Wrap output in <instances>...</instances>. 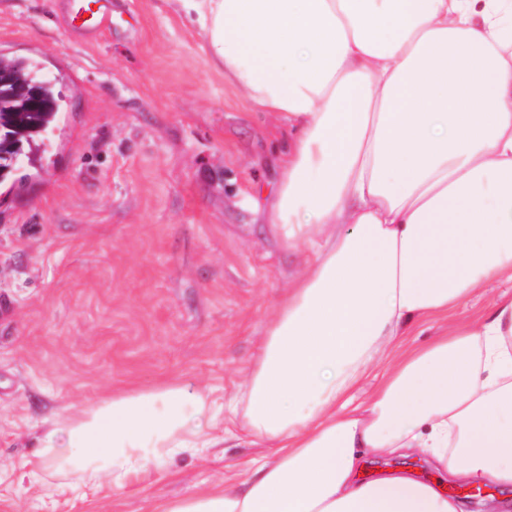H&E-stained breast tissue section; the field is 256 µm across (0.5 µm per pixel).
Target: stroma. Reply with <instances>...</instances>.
<instances>
[{
  "instance_id": "1",
  "label": "stroma",
  "mask_w": 512,
  "mask_h": 512,
  "mask_svg": "<svg viewBox=\"0 0 512 512\" xmlns=\"http://www.w3.org/2000/svg\"><path fill=\"white\" fill-rule=\"evenodd\" d=\"M90 37L67 0H0V55L39 62L63 98L40 148L0 184V512H144L220 481L261 446L179 455L135 490L54 469L29 484L47 417L112 387L233 390L304 256L267 226L288 139L200 49L168 0H107ZM489 288L408 346L487 310Z\"/></svg>"
}]
</instances>
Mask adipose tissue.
I'll use <instances>...</instances> for the list:
<instances>
[{"label":"adipose tissue","mask_w":512,"mask_h":512,"mask_svg":"<svg viewBox=\"0 0 512 512\" xmlns=\"http://www.w3.org/2000/svg\"><path fill=\"white\" fill-rule=\"evenodd\" d=\"M170 2L225 81L291 130L269 223L305 261L233 396L114 389L42 431L31 476L63 461L129 489L238 420L269 454L148 512H465L412 470L367 472L372 456L512 489V292L398 349L512 283V0ZM503 290H506V288H489L485 293L473 297L465 307L448 312V320L413 325L408 332L409 336H405L408 347H422L429 344L447 323L449 326L457 322L472 321L480 318L487 310L493 298Z\"/></svg>","instance_id":"ef3b65f1"}]
</instances>
